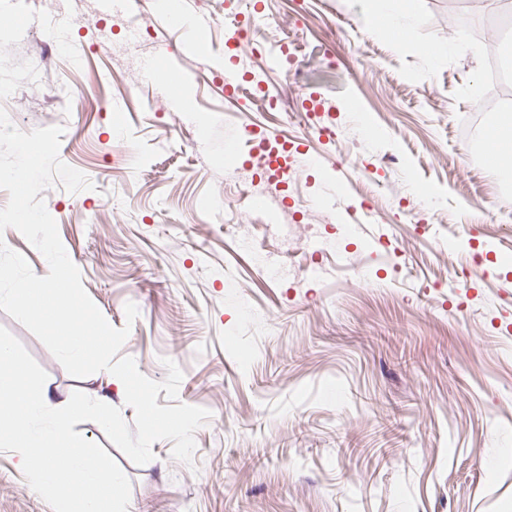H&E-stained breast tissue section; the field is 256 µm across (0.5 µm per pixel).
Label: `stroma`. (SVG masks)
<instances>
[{
    "instance_id": "stroma-1",
    "label": "stroma",
    "mask_w": 512,
    "mask_h": 512,
    "mask_svg": "<svg viewBox=\"0 0 512 512\" xmlns=\"http://www.w3.org/2000/svg\"><path fill=\"white\" fill-rule=\"evenodd\" d=\"M272 56L224 74L236 0L184 49L160 0L132 35L101 0H0V90L13 124L61 126L60 158L93 187L43 191L60 239L123 354L180 402L208 409L192 464L155 442L139 466L76 424L131 482L127 512H512V202L472 159L477 104L455 91L474 54L419 82L346 0H256ZM55 50L45 67L33 42ZM80 60H72L71 49ZM153 60L185 81L180 110L148 112ZM111 76L121 111H85L69 86ZM313 112L304 127L298 113ZM341 195L323 205L325 176ZM269 187L261 213L246 191ZM139 316L127 323L124 306ZM7 328L50 387L135 411L112 375L72 377L24 325ZM353 440L355 452L342 449ZM0 451V512H52Z\"/></svg>"
}]
</instances>
